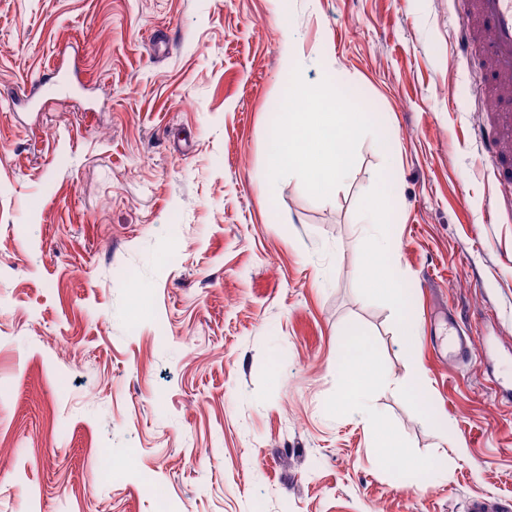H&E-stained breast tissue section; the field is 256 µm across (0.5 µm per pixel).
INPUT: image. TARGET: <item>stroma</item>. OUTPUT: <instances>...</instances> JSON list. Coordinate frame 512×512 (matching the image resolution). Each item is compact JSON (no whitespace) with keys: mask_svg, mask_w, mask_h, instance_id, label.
Instances as JSON below:
<instances>
[{"mask_svg":"<svg viewBox=\"0 0 512 512\" xmlns=\"http://www.w3.org/2000/svg\"><path fill=\"white\" fill-rule=\"evenodd\" d=\"M457 11L0 0V512L512 498V193L472 134ZM294 78L366 114L326 194L269 173ZM370 194L395 242L373 282ZM352 334L383 378L371 423L341 403Z\"/></svg>","mask_w":512,"mask_h":512,"instance_id":"obj_1","label":"stroma"}]
</instances>
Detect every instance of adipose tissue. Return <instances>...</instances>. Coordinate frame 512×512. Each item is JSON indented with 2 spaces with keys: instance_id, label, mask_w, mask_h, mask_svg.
I'll return each instance as SVG.
<instances>
[{
  "instance_id": "ef3b65f1",
  "label": "adipose tissue",
  "mask_w": 512,
  "mask_h": 512,
  "mask_svg": "<svg viewBox=\"0 0 512 512\" xmlns=\"http://www.w3.org/2000/svg\"><path fill=\"white\" fill-rule=\"evenodd\" d=\"M288 127L271 143L270 173L311 183L318 192L335 189L349 175V142L362 126V114L344 97H330L319 87L289 83L281 99ZM346 378L342 401L363 420L374 415L370 393L379 381L372 353L359 337H351L339 365Z\"/></svg>"
}]
</instances>
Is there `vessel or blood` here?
<instances>
[{
    "label": "vessel or blood",
    "mask_w": 512,
    "mask_h": 512,
    "mask_svg": "<svg viewBox=\"0 0 512 512\" xmlns=\"http://www.w3.org/2000/svg\"><path fill=\"white\" fill-rule=\"evenodd\" d=\"M481 48L492 64V75L479 88L478 96L488 121L476 134L487 154L496 161L501 186L512 187V0H462L457 28V49L471 56Z\"/></svg>",
    "instance_id": "obj_1"
}]
</instances>
